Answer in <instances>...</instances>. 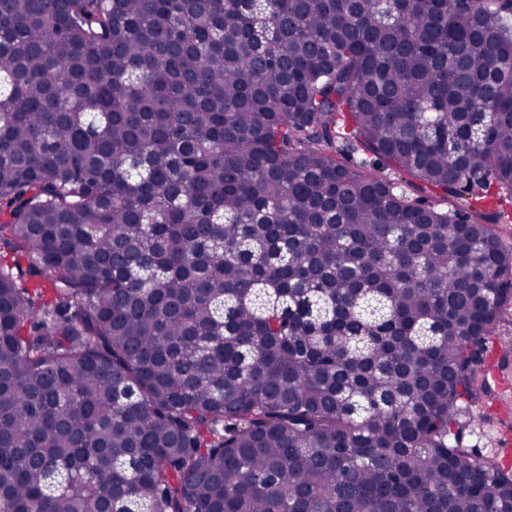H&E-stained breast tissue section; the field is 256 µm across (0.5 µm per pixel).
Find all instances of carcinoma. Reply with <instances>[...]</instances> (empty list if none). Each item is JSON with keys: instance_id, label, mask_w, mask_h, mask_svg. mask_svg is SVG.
<instances>
[{"instance_id": "cac0c4a2", "label": "carcinoma", "mask_w": 512, "mask_h": 512, "mask_svg": "<svg viewBox=\"0 0 512 512\" xmlns=\"http://www.w3.org/2000/svg\"><path fill=\"white\" fill-rule=\"evenodd\" d=\"M501 192L512 0H0V512H512ZM459 422V437L464 448H472L482 456L493 454L494 441L501 420L507 419L512 425V403L509 409H501L495 403L485 408L478 404H462Z\"/></svg>"}]
</instances>
